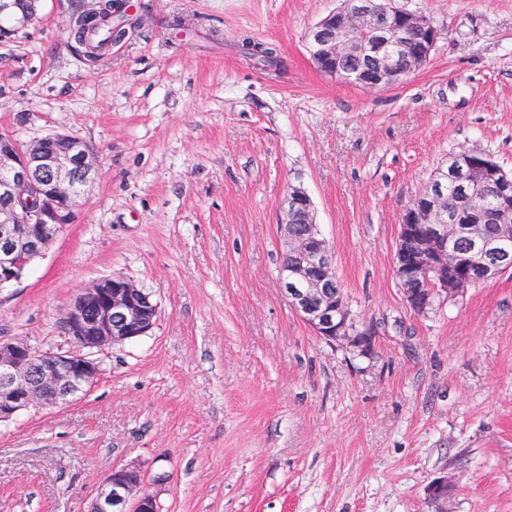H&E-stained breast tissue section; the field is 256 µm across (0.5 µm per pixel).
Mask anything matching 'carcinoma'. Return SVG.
Masks as SVG:
<instances>
[{
  "instance_id": "cac0c4a2",
  "label": "carcinoma",
  "mask_w": 512,
  "mask_h": 512,
  "mask_svg": "<svg viewBox=\"0 0 512 512\" xmlns=\"http://www.w3.org/2000/svg\"><path fill=\"white\" fill-rule=\"evenodd\" d=\"M129 19L119 13L113 0H98L94 7L79 11L75 17L72 36L84 48L83 56L89 62L100 57V51L112 40L127 34ZM245 57L269 68H280V59L275 47L245 38L242 40Z\"/></svg>"
}]
</instances>
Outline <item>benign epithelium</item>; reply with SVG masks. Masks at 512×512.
<instances>
[{
  "label": "benign epithelium",
  "instance_id": "benign-epithelium-1",
  "mask_svg": "<svg viewBox=\"0 0 512 512\" xmlns=\"http://www.w3.org/2000/svg\"><path fill=\"white\" fill-rule=\"evenodd\" d=\"M40 0H25L17 27L32 23ZM440 38L424 13L393 0H343L306 36L316 68L346 83L374 89L403 81L431 57ZM354 62L351 68L346 61ZM447 174L430 178L405 208L395 254V277L418 315L512 270L500 248L512 239V172L490 155L453 152ZM99 172L94 150L76 137L48 133L28 143L0 138V286L17 280L74 221L85 189ZM460 180L465 199L495 191L494 203L463 211L448 205V181ZM285 245L280 280L290 306L317 336L367 353L373 324L356 323L336 280L334 252L319 231L313 201L300 185L279 202ZM159 315L154 295L121 276L103 277L73 297L60 323L75 351L43 352L19 339L0 338V422L33 405L55 407L85 395L101 375L93 354L148 335ZM150 476L135 465L114 467L90 512H160Z\"/></svg>",
  "mask_w": 512,
  "mask_h": 512
}]
</instances>
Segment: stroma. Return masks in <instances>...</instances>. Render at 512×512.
Masks as SVG:
<instances>
[{
	"instance_id": "stroma-1",
	"label": "stroma",
	"mask_w": 512,
	"mask_h": 512,
	"mask_svg": "<svg viewBox=\"0 0 512 512\" xmlns=\"http://www.w3.org/2000/svg\"><path fill=\"white\" fill-rule=\"evenodd\" d=\"M81 2L41 0L0 42V133H67L99 163L74 223L0 287V337L69 349L73 296L113 274L159 316L99 352L86 395L0 422V512H87L130 463L169 474L163 512H512V271L425 315L394 274L401 215L450 151L512 170V0H398L441 38L382 89L311 63L306 33L341 0H121L134 27L95 65L70 36ZM246 36L286 72L245 58ZM292 184L371 355L283 294Z\"/></svg>"
}]
</instances>
